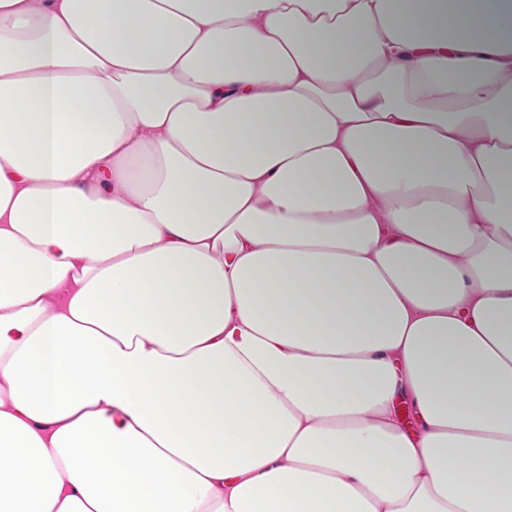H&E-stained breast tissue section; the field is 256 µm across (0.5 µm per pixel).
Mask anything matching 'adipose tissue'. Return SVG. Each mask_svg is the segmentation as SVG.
Instances as JSON below:
<instances>
[{"label": "adipose tissue", "instance_id": "1", "mask_svg": "<svg viewBox=\"0 0 512 512\" xmlns=\"http://www.w3.org/2000/svg\"><path fill=\"white\" fill-rule=\"evenodd\" d=\"M0 512H512V0H0Z\"/></svg>", "mask_w": 512, "mask_h": 512}]
</instances>
